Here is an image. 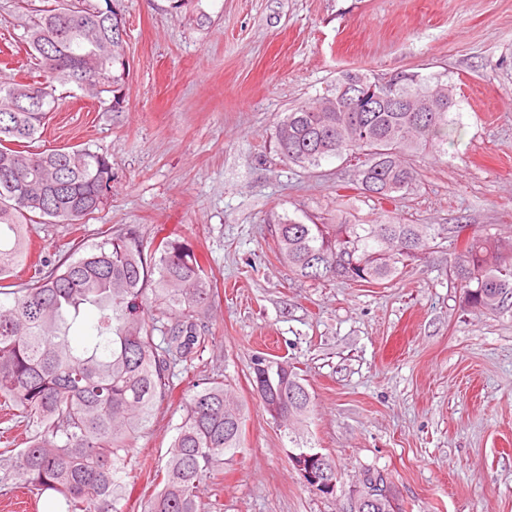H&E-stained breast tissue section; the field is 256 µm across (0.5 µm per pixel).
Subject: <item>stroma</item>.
Listing matches in <instances>:
<instances>
[{
  "label": "stroma",
  "mask_w": 512,
  "mask_h": 512,
  "mask_svg": "<svg viewBox=\"0 0 512 512\" xmlns=\"http://www.w3.org/2000/svg\"><path fill=\"white\" fill-rule=\"evenodd\" d=\"M54 0H0V81H26L20 41ZM129 75L124 108L63 99L40 149L87 146L112 161V195L79 229L36 224L37 249L135 226L147 248L186 238L217 280L212 339L190 379L227 381L243 404L238 453L199 487L206 512H350L381 471L403 512H512V313L467 306L452 269L462 244L432 243L390 285L312 282L279 260L270 225L305 221L512 225V0H119ZM349 70L447 74L457 129L413 157L395 201L354 190L357 161L282 160L277 122ZM283 358L309 391L305 430L338 472L333 494L303 481L288 432L256 394L252 359ZM185 385L135 440L128 512L180 423Z\"/></svg>",
  "instance_id": "obj_1"
}]
</instances>
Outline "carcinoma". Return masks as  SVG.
<instances>
[{
    "label": "carcinoma",
    "mask_w": 512,
    "mask_h": 512,
    "mask_svg": "<svg viewBox=\"0 0 512 512\" xmlns=\"http://www.w3.org/2000/svg\"><path fill=\"white\" fill-rule=\"evenodd\" d=\"M123 24L121 12L101 0H55L21 38L37 79L0 81V409L27 432L25 448L0 452V472L64 512H126L132 440L174 388L176 368L192 363L210 341L213 282L186 239H165L147 253L128 226L88 251L73 247L63 258L34 264L22 278L29 225L79 224L107 203L108 155L88 147L23 146L42 138L59 105V85L97 101L103 112L123 109ZM361 78L380 95L405 100L448 85L444 74L344 72L319 102L284 115L276 148L303 168L353 157L358 188L394 200L420 181L406 157L431 153L452 136L454 99L427 120L406 106L340 111L342 88ZM273 228L277 254L292 274L353 284L387 285L423 260L431 243L448 238L445 224H305L286 214L276 216ZM452 276L470 307L512 311V246L501 233L472 231ZM88 307L97 311L95 336L76 344L70 333L84 326ZM253 373L265 411L288 429L294 447L313 450L301 432L311 396L294 367L257 356ZM242 424V404L228 385L215 379L191 385L167 462L156 474L162 488L144 512H202L199 485L240 448Z\"/></svg>",
    "instance_id": "obj_1"
}]
</instances>
